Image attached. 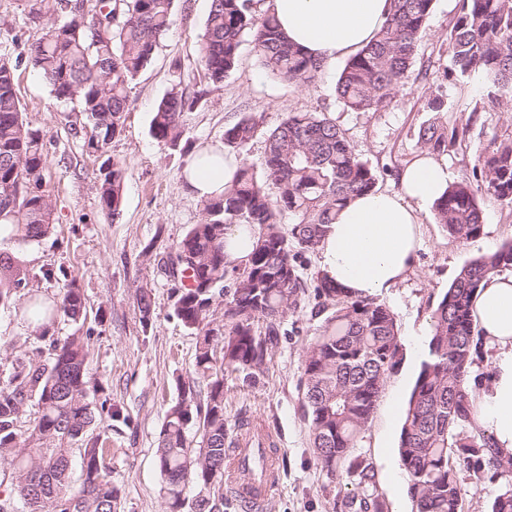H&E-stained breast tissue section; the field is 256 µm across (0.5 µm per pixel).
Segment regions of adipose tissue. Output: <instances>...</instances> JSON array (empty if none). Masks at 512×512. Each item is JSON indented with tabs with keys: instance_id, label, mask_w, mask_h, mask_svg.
I'll return each mask as SVG.
<instances>
[{
	"instance_id": "obj_1",
	"label": "adipose tissue",
	"mask_w": 512,
	"mask_h": 512,
	"mask_svg": "<svg viewBox=\"0 0 512 512\" xmlns=\"http://www.w3.org/2000/svg\"><path fill=\"white\" fill-rule=\"evenodd\" d=\"M288 38L324 64L364 47L383 25L389 0H267ZM237 166L235 155L194 153L184 179L200 198L219 195ZM451 181L442 159L423 155L408 165L398 194L354 197L318 247L319 270L350 296L372 297L407 278L421 240L420 215ZM473 315L492 357L479 399L478 425L503 454H512V274L491 278L473 301Z\"/></svg>"
}]
</instances>
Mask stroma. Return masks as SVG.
I'll list each match as a JSON object with an SVG mask.
<instances>
[{
  "label": "stroma",
  "instance_id": "1",
  "mask_svg": "<svg viewBox=\"0 0 512 512\" xmlns=\"http://www.w3.org/2000/svg\"><path fill=\"white\" fill-rule=\"evenodd\" d=\"M210 4L175 0L176 21L160 39L151 63L130 83L123 128L101 154L85 146L92 128L78 104L56 101L27 60L29 44L43 33L28 0H0V57L17 63L24 118L46 134L47 193L54 223L53 233L41 239L15 233L0 241L1 250L20 257L34 274L13 304L0 307V379L34 345V326L22 312L29 296L59 300L65 278H76L87 318L81 325L57 318L51 333L63 339L82 327L93 332L87 379L90 386L103 388L112 413L96 418L91 432L109 450L106 462L120 490V512H166L156 463L159 434L169 406L195 376L197 337L177 318L175 284L158 261L189 225L200 222L203 202L185 186L188 155L159 144L150 134L153 112L164 96L176 87L204 91L201 105L182 116L183 135L198 148L223 146L225 127L242 113L260 116L263 133L242 151L256 166L263 161L265 131L288 113H328L374 170L380 192L398 191L401 171L420 156L419 132L438 118L425 107L432 95L452 93L448 123L472 124L465 139L444 157L452 180L470 172L493 136L512 135V112L489 108L469 118L472 88L463 84L452 90L443 79L457 0H435L419 35L415 76L396 88L383 112H350L339 103L334 87L344 60L325 68L315 83L295 85L268 75L248 42L223 85L208 86L198 44ZM107 158L125 170L122 212L116 220L102 212L96 192ZM480 207L484 233L466 246L449 239L432 213H423V244L406 282L379 297L397 315L404 358L385 381L358 452L375 469L385 512L412 508L407 483L398 476L397 448L402 415L427 349L431 312L465 261L512 241V206L484 196ZM47 268L53 278H43ZM143 291L152 298L147 322L137 305ZM313 305L306 300L304 309L284 316V335L271 349L263 376H224V417L230 432H238L242 422H260L277 448L279 475L265 512H342V501L353 491L347 477L326 474L312 448L301 379L307 349L321 324L311 315Z\"/></svg>",
  "mask_w": 512,
  "mask_h": 512
}]
</instances>
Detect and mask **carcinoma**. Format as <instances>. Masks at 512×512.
<instances>
[{"instance_id": "carcinoma-1", "label": "carcinoma", "mask_w": 512, "mask_h": 512, "mask_svg": "<svg viewBox=\"0 0 512 512\" xmlns=\"http://www.w3.org/2000/svg\"><path fill=\"white\" fill-rule=\"evenodd\" d=\"M30 0V14L46 20V32L28 48V60L60 102L77 100L92 125L86 142L104 152L120 133L129 110L127 88L151 62L160 38L174 23V0ZM434 0H390L386 21L352 55L336 83L340 103L352 112H382L393 91L408 78L417 41ZM120 6L118 20L107 9ZM66 13L58 21L56 10ZM257 49L264 70L295 84L314 82L323 63L293 45L270 14L254 17L248 0H211L199 56L207 83L220 85L238 61L245 41ZM17 66L0 58V225L11 224L29 239L53 230L47 194L43 131L32 127L17 95ZM448 88L474 80L480 98L462 126L440 121L420 132L429 155L453 150L474 123V114L495 107L512 111V0H458L448 33ZM204 93L171 91L158 104L151 136L171 147L181 144L183 113ZM260 130V118L242 115L224 129V146L243 149ZM260 170L242 162L233 184L203 200V219L192 224L161 257L165 273L179 284L175 313L201 337L195 371L207 380L205 399L182 396L165 416L156 461L169 512L189 506L187 489L208 496L194 512L224 506V463L229 432L224 424V371L245 378L264 372L278 344L281 320L298 310L307 291L302 270L354 196L375 191L373 169L355 153L336 123L323 112H290L266 132ZM124 169L117 163L96 190L102 210L113 219L122 211ZM275 194H270V189ZM512 205V137H493L479 153L471 174L448 185L434 203L436 223L463 245L483 234L478 195ZM295 218L285 225L284 214ZM234 224L259 229L247 258L225 252L224 233ZM512 271V242L466 261L431 313V333L405 411L398 454L414 512H463L460 473L497 487L491 512H512V456H504L493 435L476 425L478 402L468 389L474 368L487 358L475 331L472 299L482 282ZM30 271L0 253V304L14 300ZM314 315H324L304 360V399L313 448L330 476L345 473L355 492L344 512H385L376 493L374 467L354 454L373 416L384 383L403 360L396 314L373 298L345 295L316 271L311 277ZM35 334L49 343L48 356L17 358L0 382V465L11 470L14 496L29 512H119L120 492L104 464L97 437L86 438L95 413L88 401L85 367L90 337L50 336L58 316L79 322L85 303L76 281L65 280L61 299L33 301ZM224 324L213 326L215 316ZM37 399L38 420L20 429L24 407ZM196 429L197 440L189 438ZM86 441L81 474L72 480L71 446Z\"/></svg>"}]
</instances>
